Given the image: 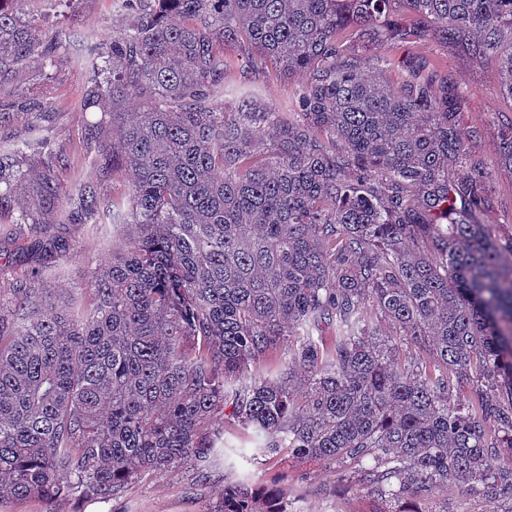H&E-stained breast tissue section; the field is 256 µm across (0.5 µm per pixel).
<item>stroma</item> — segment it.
Segmentation results:
<instances>
[{
  "instance_id": "1",
  "label": "stroma",
  "mask_w": 512,
  "mask_h": 512,
  "mask_svg": "<svg viewBox=\"0 0 512 512\" xmlns=\"http://www.w3.org/2000/svg\"><path fill=\"white\" fill-rule=\"evenodd\" d=\"M37 16V30L43 41L65 44L84 40L103 47L113 35L123 32L131 17L120 11L114 0H29ZM419 54L439 58L443 65L462 76L474 95L470 110L462 113L464 127H476L480 138L469 145L490 173L489 186L495 208L484 215V223L496 232L512 233V170L502 167L496 144L500 128L512 118V101L498 92L499 70L493 60H476L465 52L447 48L435 41L423 43ZM43 84L33 82L31 73L22 72L0 84V107L25 103L28 111L18 113L9 133L11 141L22 144L31 133L43 136L51 153L65 157L67 170L61 182L66 194H74L78 177L86 169L82 143L85 127L100 119V112H86L80 106L85 73L70 63L47 70ZM0 228L10 232V244L0 252V289L39 264L32 244L41 236L39 227L13 223L10 214H0ZM71 237L83 242L81 253L61 260L59 275H51L46 287L81 288L89 267L108 261L112 255V218L98 224H73ZM280 479L288 492V512H383L384 502L368 489L358 487L350 470L326 464L315 458L295 459L287 455L268 458L257 452L250 433L236 428L224 430V456L212 467L207 480H199L193 469L183 468L160 478L146 479L122 497L107 501L64 499L45 504L34 499H0V512H211L224 497L225 481L257 485ZM432 512H503L500 499L478 497L468 485H450L447 491L427 498Z\"/></svg>"
}]
</instances>
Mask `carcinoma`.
I'll list each match as a JSON object with an SVG mask.
<instances>
[{
	"mask_svg": "<svg viewBox=\"0 0 512 512\" xmlns=\"http://www.w3.org/2000/svg\"><path fill=\"white\" fill-rule=\"evenodd\" d=\"M25 2L0 0V82L66 56ZM117 2L134 16L89 49L81 107L102 119L76 196L47 161L17 205L47 142L0 152V211L48 233L51 259L81 250L67 226L101 223L102 177L132 176L112 210L130 233L87 305L44 287L48 262L0 291V494L109 500L186 462L206 479L230 419L264 455L359 465L386 512L460 480L512 512V234L481 221L463 79L395 55L492 57L512 100V0ZM269 63L302 78L286 111L258 95ZM497 155L512 169V120ZM277 348L279 375L250 373ZM284 499L235 485L210 512Z\"/></svg>",
	"mask_w": 512,
	"mask_h": 512,
	"instance_id": "obj_1",
	"label": "carcinoma"
}]
</instances>
